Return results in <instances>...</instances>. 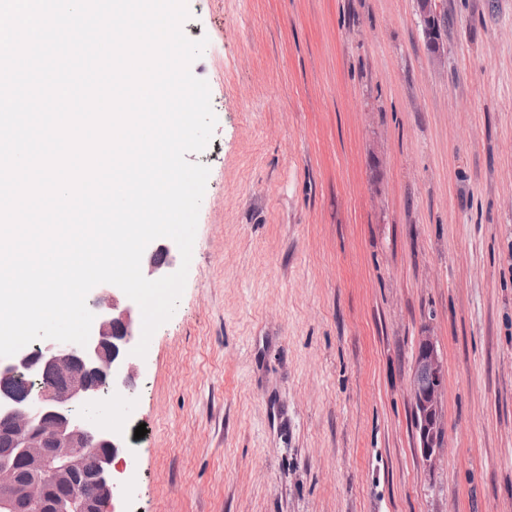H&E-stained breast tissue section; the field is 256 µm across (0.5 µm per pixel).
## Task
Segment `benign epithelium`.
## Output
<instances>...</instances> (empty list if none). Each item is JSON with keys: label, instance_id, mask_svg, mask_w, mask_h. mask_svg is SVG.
Returning a JSON list of instances; mask_svg holds the SVG:
<instances>
[{"label": "benign epithelium", "instance_id": "obj_1", "mask_svg": "<svg viewBox=\"0 0 512 512\" xmlns=\"http://www.w3.org/2000/svg\"><path fill=\"white\" fill-rule=\"evenodd\" d=\"M420 16L433 52L444 61L442 29L434 0H418ZM91 334L86 346L44 342L33 351L22 349L0 360V382L43 367L67 381L63 390L45 389L24 403L0 397L6 422L0 434L10 447L0 448V512H13L14 502L26 499L35 512H112L119 493L111 477L121 448L114 430L88 426L79 411L98 400L103 384L122 393L135 379L131 351L137 341L133 306L117 291L102 288L93 301ZM446 388L444 361L429 336L419 340L414 373L409 382L413 427L423 459L432 466L445 447L446 424L442 398ZM29 473L26 480L19 472ZM91 475L93 492L85 493Z\"/></svg>", "mask_w": 512, "mask_h": 512}]
</instances>
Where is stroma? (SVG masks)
<instances>
[{
  "label": "stroma",
  "instance_id": "35a3bbf8",
  "mask_svg": "<svg viewBox=\"0 0 512 512\" xmlns=\"http://www.w3.org/2000/svg\"><path fill=\"white\" fill-rule=\"evenodd\" d=\"M186 5L217 126L178 307L90 417L116 512H512V0H436L441 65L416 0ZM444 361L430 336H421L409 382L413 427L423 459L431 467L445 447L446 424L442 398L446 388Z\"/></svg>",
  "mask_w": 512,
  "mask_h": 512
}]
</instances>
